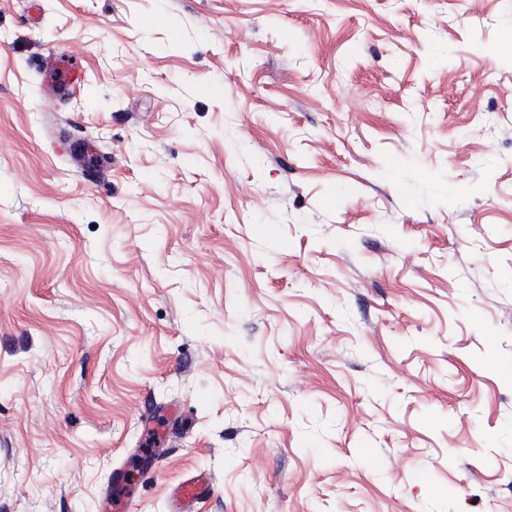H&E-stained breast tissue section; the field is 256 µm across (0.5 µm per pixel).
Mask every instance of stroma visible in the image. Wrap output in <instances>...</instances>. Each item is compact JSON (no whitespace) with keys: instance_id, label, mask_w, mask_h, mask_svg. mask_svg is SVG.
Here are the masks:
<instances>
[{"instance_id":"35a3bbf8","label":"stroma","mask_w":512,"mask_h":512,"mask_svg":"<svg viewBox=\"0 0 512 512\" xmlns=\"http://www.w3.org/2000/svg\"><path fill=\"white\" fill-rule=\"evenodd\" d=\"M118 467L512 512V0H0V512Z\"/></svg>"}]
</instances>
